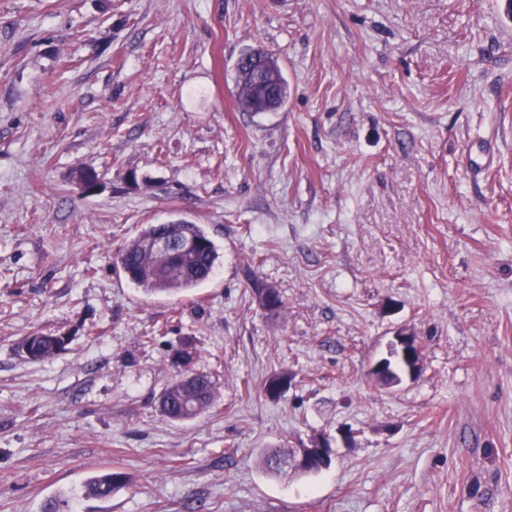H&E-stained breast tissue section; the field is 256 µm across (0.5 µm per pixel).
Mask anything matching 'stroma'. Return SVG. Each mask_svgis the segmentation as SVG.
Masks as SVG:
<instances>
[{
	"instance_id": "obj_1",
	"label": "stroma",
	"mask_w": 512,
	"mask_h": 512,
	"mask_svg": "<svg viewBox=\"0 0 512 512\" xmlns=\"http://www.w3.org/2000/svg\"><path fill=\"white\" fill-rule=\"evenodd\" d=\"M254 47L279 111L235 103ZM175 218L215 273L146 297L113 256ZM401 327L422 369L387 388L370 370ZM38 328L68 349L26 359ZM188 344L217 398L175 423L156 397ZM320 440V472L258 465ZM112 469L129 484L81 497ZM70 490L77 512H512L500 0H0V512ZM244 56L257 59L260 70L256 64L250 67L256 76L240 65V59ZM258 74L259 81L268 87L271 93H264L259 87L256 81ZM233 84L237 106L243 112H275L288 101V81L284 77L279 60L273 53L262 48L241 53L235 64Z\"/></svg>"
}]
</instances>
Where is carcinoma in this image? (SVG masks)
<instances>
[{"instance_id":"cac0c4a2","label":"carcinoma","mask_w":512,"mask_h":512,"mask_svg":"<svg viewBox=\"0 0 512 512\" xmlns=\"http://www.w3.org/2000/svg\"><path fill=\"white\" fill-rule=\"evenodd\" d=\"M241 56L256 58L260 74L254 75L240 64H235L233 84L238 108L243 112H275L288 101V81L284 77L278 58L262 48L250 49ZM189 233L205 242V246L184 257L171 258L166 254L146 248V243L165 235L174 239ZM219 255L215 243L200 224L184 219L166 224H144L138 235L115 254V266L129 283L147 295L180 294L188 292L206 281L214 272ZM255 293L261 304L273 300L270 312L282 306L280 295L272 288H257ZM21 348L27 349L29 359L40 361L63 352L59 338L53 333L36 331L24 338ZM215 385L211 375L196 380L192 385L176 381L164 387L157 397L160 412L172 422H187L206 413L214 402ZM287 450L266 449L261 453L260 464L268 474L278 471L277 463ZM129 482L127 474L107 471L91 477L84 485L85 495L107 498Z\"/></svg>"}]
</instances>
